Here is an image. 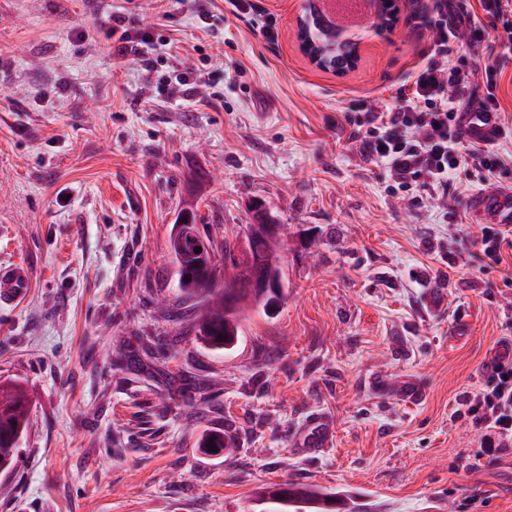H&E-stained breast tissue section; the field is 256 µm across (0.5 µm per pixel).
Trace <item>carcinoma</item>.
<instances>
[{
    "instance_id": "obj_1",
    "label": "carcinoma",
    "mask_w": 512,
    "mask_h": 512,
    "mask_svg": "<svg viewBox=\"0 0 512 512\" xmlns=\"http://www.w3.org/2000/svg\"><path fill=\"white\" fill-rule=\"evenodd\" d=\"M170 250L181 291L189 298H199L204 305L197 319L199 336L215 349L230 350L237 343L241 310L232 307L228 298L239 292L236 280L221 281L217 268L204 272L197 266L198 257L191 240L177 232L171 235ZM28 427L25 395L14 383H0V469L13 466L19 439ZM267 512H350L336 508V496L295 484L282 483L268 488L260 497Z\"/></svg>"
}]
</instances>
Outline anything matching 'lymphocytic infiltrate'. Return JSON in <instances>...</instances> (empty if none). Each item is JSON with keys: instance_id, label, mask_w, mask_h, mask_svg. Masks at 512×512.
<instances>
[{"instance_id": "lymphocytic-infiltrate-1", "label": "lymphocytic infiltrate", "mask_w": 512, "mask_h": 512, "mask_svg": "<svg viewBox=\"0 0 512 512\" xmlns=\"http://www.w3.org/2000/svg\"><path fill=\"white\" fill-rule=\"evenodd\" d=\"M500 25L493 40L483 36L484 22ZM472 32L461 53L462 63L448 58V44L461 26ZM434 52L415 74L411 90L383 112H369L366 130H354L361 153L384 163L398 189L427 197L448 194L460 172L474 169L495 176L505 162L497 149L512 139V123L496 122L490 134L462 140L458 131L480 113L500 112L499 83L512 56V0H478L468 11L459 0H437ZM120 56L147 57L170 46L171 37L133 30L123 16L109 29ZM469 420L480 436V456L499 461L512 452V362L488 365L485 379L464 393L454 412Z\"/></svg>"}]
</instances>
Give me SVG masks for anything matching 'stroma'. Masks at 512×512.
<instances>
[{
	"mask_svg": "<svg viewBox=\"0 0 512 512\" xmlns=\"http://www.w3.org/2000/svg\"><path fill=\"white\" fill-rule=\"evenodd\" d=\"M398 2L394 29L354 30L361 60L336 75L299 52V0H0V265L31 278L0 308V382L30 408L0 512H260L284 481L356 512H512V455L479 456L453 416L512 339V282L478 260L470 207L512 188V164L418 201L349 138L433 51L434 0ZM113 14L174 48L149 69L115 56ZM179 70L217 76L195 106L162 94ZM257 202L284 226L283 298L214 350L171 229L193 207L237 254ZM315 412L333 441L303 454ZM213 431L226 451L200 448Z\"/></svg>",
	"mask_w": 512,
	"mask_h": 512,
	"instance_id": "35a3bbf8",
	"label": "stroma"
}]
</instances>
